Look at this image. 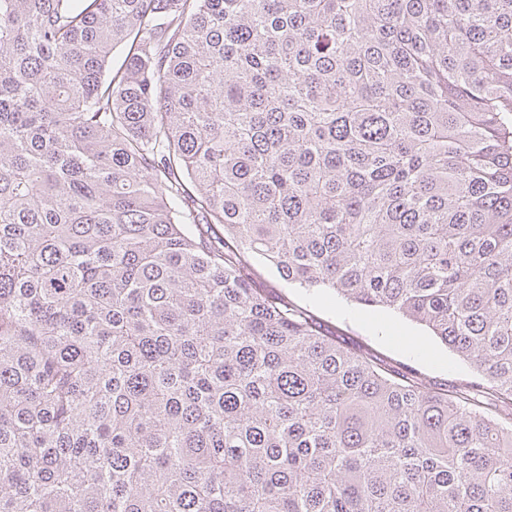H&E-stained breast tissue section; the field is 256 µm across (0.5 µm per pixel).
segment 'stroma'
I'll list each match as a JSON object with an SVG mask.
<instances>
[{"label":"stroma","instance_id":"1","mask_svg":"<svg viewBox=\"0 0 512 512\" xmlns=\"http://www.w3.org/2000/svg\"><path fill=\"white\" fill-rule=\"evenodd\" d=\"M253 281L269 293L287 292L289 300L344 342L414 374L428 386L453 388L468 372L426 327L402 314L356 305L328 289H282L275 270L258 261L253 264Z\"/></svg>","mask_w":512,"mask_h":512}]
</instances>
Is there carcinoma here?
I'll list each match as a JSON object with an SVG mask.
<instances>
[{
  "label": "carcinoma",
  "instance_id": "1",
  "mask_svg": "<svg viewBox=\"0 0 512 512\" xmlns=\"http://www.w3.org/2000/svg\"><path fill=\"white\" fill-rule=\"evenodd\" d=\"M500 403L512 0H0V512H512ZM253 268V281L256 288H262L273 294L283 292L279 278L273 268L258 261H253ZM286 291L289 300L341 340L414 374L428 386L451 390L468 374V368L426 327L402 314L356 305L328 289Z\"/></svg>",
  "mask_w": 512,
  "mask_h": 512
}]
</instances>
